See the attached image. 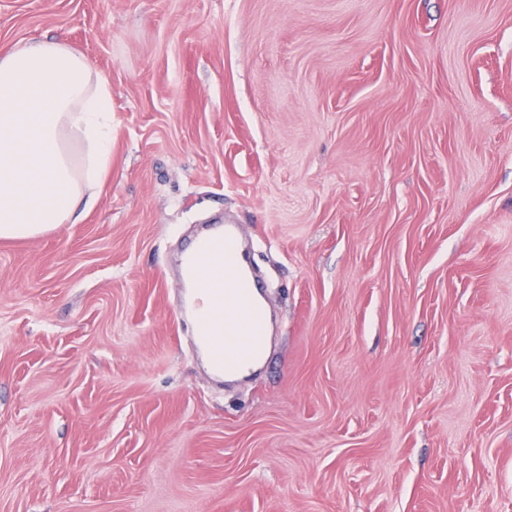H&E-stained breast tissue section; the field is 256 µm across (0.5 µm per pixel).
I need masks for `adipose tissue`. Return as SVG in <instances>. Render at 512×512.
<instances>
[{
	"mask_svg": "<svg viewBox=\"0 0 512 512\" xmlns=\"http://www.w3.org/2000/svg\"><path fill=\"white\" fill-rule=\"evenodd\" d=\"M112 166V88L63 40L0 56V239L75 221Z\"/></svg>",
	"mask_w": 512,
	"mask_h": 512,
	"instance_id": "ef3b65f1",
	"label": "adipose tissue"
}]
</instances>
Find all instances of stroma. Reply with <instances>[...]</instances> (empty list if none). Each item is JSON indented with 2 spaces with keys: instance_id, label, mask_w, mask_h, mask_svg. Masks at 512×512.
<instances>
[{
  "instance_id": "obj_1",
  "label": "stroma",
  "mask_w": 512,
  "mask_h": 512,
  "mask_svg": "<svg viewBox=\"0 0 512 512\" xmlns=\"http://www.w3.org/2000/svg\"><path fill=\"white\" fill-rule=\"evenodd\" d=\"M112 86L77 223L0 240V512H512V0H0ZM276 332L216 383L182 252Z\"/></svg>"
}]
</instances>
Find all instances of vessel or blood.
I'll list each match as a JSON object with an SVG mask.
<instances>
[{"label":"vessel or blood","instance_id":"vessel-or-blood-1","mask_svg":"<svg viewBox=\"0 0 512 512\" xmlns=\"http://www.w3.org/2000/svg\"><path fill=\"white\" fill-rule=\"evenodd\" d=\"M241 254L237 229L227 224L200 238L182 260L191 288L185 309L203 313L197 334L214 369L224 374L256 360L266 335L259 289L245 275Z\"/></svg>","mask_w":512,"mask_h":512}]
</instances>
